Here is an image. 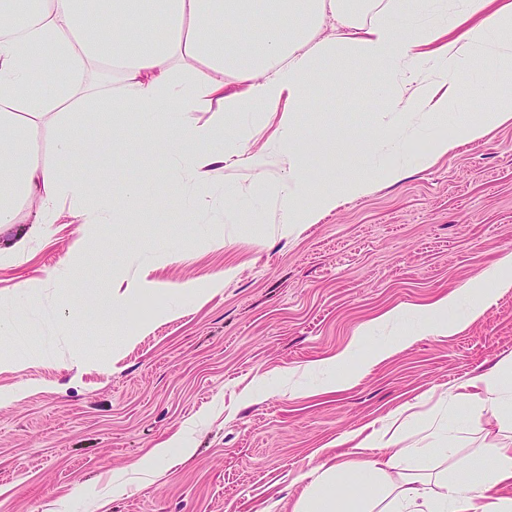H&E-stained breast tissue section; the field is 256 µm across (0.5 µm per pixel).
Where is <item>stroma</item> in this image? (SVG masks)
<instances>
[{
  "label": "stroma",
  "mask_w": 512,
  "mask_h": 512,
  "mask_svg": "<svg viewBox=\"0 0 512 512\" xmlns=\"http://www.w3.org/2000/svg\"><path fill=\"white\" fill-rule=\"evenodd\" d=\"M390 73L382 66L369 82L335 61L303 86L314 109L294 118L305 137L322 141L307 150L321 189L367 168L354 137L381 122L376 88ZM495 98L494 80L463 86L440 134L459 111L480 116ZM132 127L125 112L108 124L89 112L83 125L117 145L93 180L115 210L127 181L157 169L132 221L86 232L64 203L53 223L15 224L0 235V316L10 326L0 353L28 361L19 372L0 368V396L15 395L0 404V512H293L303 474L348 453L338 438L380 426L408 402L416 413L409 442L426 436L429 419H442L456 436L451 460L466 463L462 476L480 468L479 449L512 443L494 419L445 402L512 355V290L472 321L461 301L463 331L417 336L354 385L337 388L335 371L316 365L353 340L366 358L414 332L413 316L363 328L399 305L449 294L512 253V122L424 170L413 161L432 142L411 139L402 180L379 178L367 196L286 233L224 217L225 183L256 204L258 184L282 174L279 152L259 169L215 172L208 209L190 214L181 203L185 174L162 172ZM220 274L222 288L211 291ZM139 281L151 288L122 322L72 320L74 301ZM188 281L199 295L177 293ZM174 436L179 444L166 458L134 469Z\"/></svg>",
  "instance_id": "obj_1"
}]
</instances>
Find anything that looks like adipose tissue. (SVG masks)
I'll return each mask as SVG.
<instances>
[{"label":"adipose tissue","instance_id":"1","mask_svg":"<svg viewBox=\"0 0 512 512\" xmlns=\"http://www.w3.org/2000/svg\"><path fill=\"white\" fill-rule=\"evenodd\" d=\"M329 16L354 32L356 52L346 57V70L369 77L380 64H404L416 75L379 89L384 111L397 121L378 125L364 142L374 166L326 192L317 190L298 148L302 134L293 115L304 106L303 84L335 57V41L319 36ZM159 26L160 39L153 35ZM490 63L502 69L504 91L495 107L456 124L450 135L438 134L439 117L459 101L460 78L481 83ZM212 99L222 109L199 121L200 105ZM90 107L104 118L134 113L141 149L189 170L199 205L209 197L214 171L267 162L266 154L250 148V126L227 138L225 113H281L275 142L288 156V169L263 187L262 196L276 204L281 224H315L344 200L369 194L378 175L403 177L402 162L379 158L383 140L400 132L431 139L434 155L417 161L425 169L435 155L512 122V0H460L452 13L446 0H386L367 22L347 0H0V232L23 214L35 224L52 223L66 199L76 223L111 219V198L91 191L104 146L97 137L73 134ZM46 127L55 130L54 150L71 161V173L32 157V139ZM509 289L512 280L488 270L434 302L400 305L381 319L412 315L420 334L447 336L462 327L448 317L458 302L470 300L474 318ZM455 398L511 423L512 355ZM412 418L400 407L357 441L350 458L314 467L294 512H512V497L495 493L512 486V448L494 449L473 481L444 470L422 474L411 461L433 455L452 435L438 424L432 445H406ZM479 487L490 493L482 504L474 494Z\"/></svg>","mask_w":512,"mask_h":512}]
</instances>
